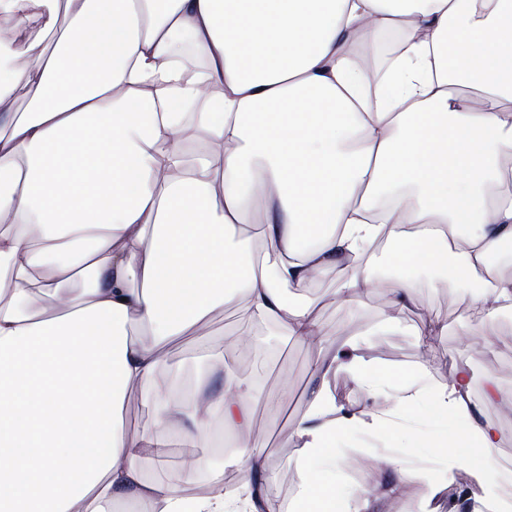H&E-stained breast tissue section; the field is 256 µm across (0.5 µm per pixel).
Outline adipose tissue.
Segmentation results:
<instances>
[{
  "instance_id": "ef3b65f1",
  "label": "adipose tissue",
  "mask_w": 512,
  "mask_h": 512,
  "mask_svg": "<svg viewBox=\"0 0 512 512\" xmlns=\"http://www.w3.org/2000/svg\"><path fill=\"white\" fill-rule=\"evenodd\" d=\"M0 15L12 21L0 37V512H264L249 386L228 370L215 399L161 391L167 347L238 302L282 339L323 338L314 304L287 288L338 266L343 303L373 294L353 257L377 239L400 273L397 306L431 266L471 280L474 335L512 312V279L490 263L512 246V0H0ZM35 27L54 40L16 65ZM386 31L401 43L390 104L372 111L351 44ZM182 37L205 64L187 81L170 53ZM156 81L169 97L145 91ZM190 109L217 152L185 151ZM137 324L149 339H129ZM432 370L421 361L392 384L356 340L327 350L288 438L303 512H377L411 482L425 487L421 512L449 491L465 512H512L482 492L491 471L475 462L499 434L475 418L467 373L436 382ZM339 372L373 396L394 391L396 411L349 412L331 389ZM133 387L158 412L136 440L118 421ZM426 410L438 430L395 428ZM218 419L232 429L234 492L217 482L186 498L194 455L170 484L135 466L173 433L213 447ZM354 425L475 468V483L455 491L441 472L400 468L346 490L336 445Z\"/></svg>"
}]
</instances>
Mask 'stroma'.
<instances>
[{"instance_id":"1","label":"stroma","mask_w":512,"mask_h":512,"mask_svg":"<svg viewBox=\"0 0 512 512\" xmlns=\"http://www.w3.org/2000/svg\"><path fill=\"white\" fill-rule=\"evenodd\" d=\"M344 276L342 269L328 272L312 285L291 290L297 301L317 302V313L329 340L336 341L363 330L374 331L372 346L366 350L368 359L400 374L411 371L421 349H429L435 366L433 378L450 379L459 368L471 374V392L479 422L493 425L500 442L490 461L492 481L486 486L489 495L501 492L499 478H506L512 487V313H503L493 336L487 343L465 345L460 333L468 326H478L483 318L479 310L464 304L469 283L464 278L424 266L414 275L417 307L397 310L394 306V277H386L384 286L355 308L336 299V290ZM436 319L447 323L448 332L438 336H420V321ZM244 331L254 338L253 348L246 353L233 352L226 360L229 369L254 389L256 399L251 405V432L266 445L271 478L268 492L280 495L287 512H298L296 494L299 471L295 465L297 449L283 447V440L305 412L308 395L314 385L319 365V344L303 341L283 342L273 329L251 321L242 305H228L213 311L199 323L193 334L173 343L168 349L171 365L180 367L185 380H192L194 357L202 343L223 342L225 333ZM227 368V369H228ZM494 377L502 394L494 399L485 396V380ZM289 380L291 390H283L282 380ZM157 420L151 398L140 389H131L123 411V427L128 438H137L154 428ZM341 452L346 457L347 483L357 487L366 473L374 470L380 458L403 460L410 468L440 470L438 458H414L407 449L390 447L388 442L359 430L350 432Z\"/></svg>"}]
</instances>
